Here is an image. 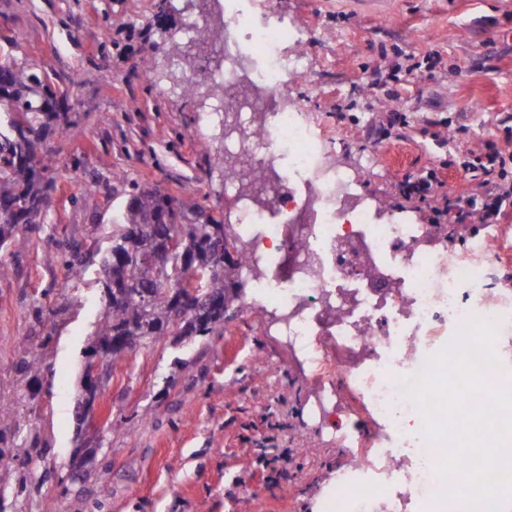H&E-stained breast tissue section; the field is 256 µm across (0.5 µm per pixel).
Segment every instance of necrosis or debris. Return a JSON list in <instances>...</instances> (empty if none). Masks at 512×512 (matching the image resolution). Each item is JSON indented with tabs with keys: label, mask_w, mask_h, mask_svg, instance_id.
I'll return each mask as SVG.
<instances>
[{
	"label": "necrosis or debris",
	"mask_w": 512,
	"mask_h": 512,
	"mask_svg": "<svg viewBox=\"0 0 512 512\" xmlns=\"http://www.w3.org/2000/svg\"><path fill=\"white\" fill-rule=\"evenodd\" d=\"M295 31L227 0L220 38L186 83L206 81L224 96L205 115L217 157L237 176L228 187L243 242L239 272L255 286L244 314L274 313L278 331L310 368L312 414L340 417L356 404L365 431L335 425L346 464L321 493L317 512H464L435 501L445 447L421 431L399 381L455 336L469 317L500 323V368L512 373V289L498 271L512 265L506 225L489 224L463 249L435 243L427 224L381 216L325 158L300 115L289 76L306 77L303 55L286 56Z\"/></svg>",
	"instance_id": "4bbe7bcc"
}]
</instances>
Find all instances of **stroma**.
<instances>
[{"label":"stroma","mask_w":512,"mask_h":512,"mask_svg":"<svg viewBox=\"0 0 512 512\" xmlns=\"http://www.w3.org/2000/svg\"><path fill=\"white\" fill-rule=\"evenodd\" d=\"M271 2L293 22L308 78L296 94L310 117L333 131L335 161L359 174L370 152L378 165L359 192L384 213L424 224L427 204L406 200L405 176L440 170L448 197L444 220L454 240L470 210L473 184L464 162L502 141L499 119L512 114V0H252ZM184 0H0V51L47 74L64 96L67 123L49 143L59 174L49 192L42 232L26 247L0 252L10 273L0 279V404L16 426L9 473L0 481L5 512H314L335 476L342 451L324 424L312 420L306 365L266 315L231 309L206 342L177 348L163 342L106 364L96 401L104 429L84 477L70 471L84 437L77 428L84 351L104 313L101 256L130 195L157 187L186 208L207 207L227 232L237 212L225 198L233 170L212 164L214 130L202 123L204 101L170 82L149 84L144 67L171 68ZM16 47H9L10 38ZM440 53L435 70L423 57ZM418 69L374 85L399 55ZM405 116L410 138L369 137L390 109ZM437 115L453 129L445 145L419 130ZM81 242L85 281L62 263L61 241ZM44 373L31 379L17 366L21 344L42 345ZM279 370L265 374L266 361ZM288 450L282 467L268 444ZM261 497L250 495L251 488Z\"/></svg>","instance_id":"35a3bbf8"}]
</instances>
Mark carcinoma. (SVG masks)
<instances>
[{"label":"carcinoma","mask_w":512,"mask_h":512,"mask_svg":"<svg viewBox=\"0 0 512 512\" xmlns=\"http://www.w3.org/2000/svg\"><path fill=\"white\" fill-rule=\"evenodd\" d=\"M56 102L47 76L0 55V108L6 115L0 128V251L26 246L27 236L42 229L46 190L58 171L46 137L67 118L55 111ZM217 229L224 224L200 205L190 215L178 198L159 189L133 193L120 223L112 225L103 257L105 312L91 349L111 361L167 337L175 345L204 340L223 327L244 285L237 274L241 250L224 262ZM63 254L67 268L83 279L81 249L70 246ZM52 336L49 330L41 346L20 347V371L35 377L43 372L40 347Z\"/></svg>","instance_id":"1"}]
</instances>
